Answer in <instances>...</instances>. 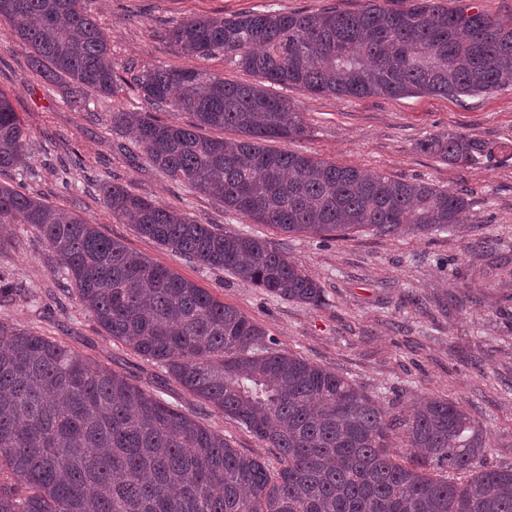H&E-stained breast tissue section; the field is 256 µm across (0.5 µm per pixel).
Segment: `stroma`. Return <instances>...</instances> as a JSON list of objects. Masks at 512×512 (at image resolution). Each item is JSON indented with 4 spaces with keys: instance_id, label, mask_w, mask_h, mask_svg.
Listing matches in <instances>:
<instances>
[{
    "instance_id": "35a3bbf8",
    "label": "stroma",
    "mask_w": 512,
    "mask_h": 512,
    "mask_svg": "<svg viewBox=\"0 0 512 512\" xmlns=\"http://www.w3.org/2000/svg\"><path fill=\"white\" fill-rule=\"evenodd\" d=\"M365 0H92L120 80L94 112H76L28 66L26 47L0 32V90L29 136L34 176L26 191L73 208L101 232L153 262L207 288L258 323L274 347L290 351L350 381L390 415L407 414L427 397L460 403L482 428L487 465L512 468V90L471 96L415 94L352 99L283 89L305 129L276 149L339 165L463 191L470 202L463 231L360 232L344 239L288 234L225 212L209 197L167 181L145 158L116 149V108L151 112L164 121L186 114L151 107L131 78L161 66L187 68L194 58L156 38V31L201 15L245 11H355ZM495 146L479 167L444 163L419 144L446 131ZM102 180L123 185L160 205L214 224L269 239L324 289L314 309L268 296L228 272L180 257L113 220L98 191ZM12 246L0 272L29 296L0 304V318L51 336L129 378L157 397L201 415L241 453L275 463L273 449L223 412L191 400L164 370L112 339L75 295L57 294L50 249L25 224L10 228Z\"/></svg>"
}]
</instances>
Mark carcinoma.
<instances>
[{"label": "carcinoma", "instance_id": "1", "mask_svg": "<svg viewBox=\"0 0 512 512\" xmlns=\"http://www.w3.org/2000/svg\"><path fill=\"white\" fill-rule=\"evenodd\" d=\"M8 37L32 71L63 81L74 109L112 96L120 76L90 0H0ZM158 36L181 53L224 54L259 78L150 68L133 78L159 108L191 121L115 110L112 129L170 181L224 211L286 233L346 238L454 230L465 194L277 150L304 132L275 86L318 95L470 96L512 89V27L482 11L412 0L355 12L247 11L190 17ZM229 129L234 139L207 137ZM450 165L490 161L495 147L453 131L420 143ZM28 137L0 90V172L27 173ZM112 218L203 266L311 308L324 289L269 240L201 224L110 181ZM28 224L112 338L166 370L193 399L275 450L279 467L240 453L199 417L50 336L0 319V512H512V469L484 465L483 430L457 403L428 399L404 420L336 373L270 346L239 309L130 250L77 212L0 184V226ZM403 429L407 463L390 453ZM471 477L463 484L425 469Z\"/></svg>", "mask_w": 512, "mask_h": 512}]
</instances>
